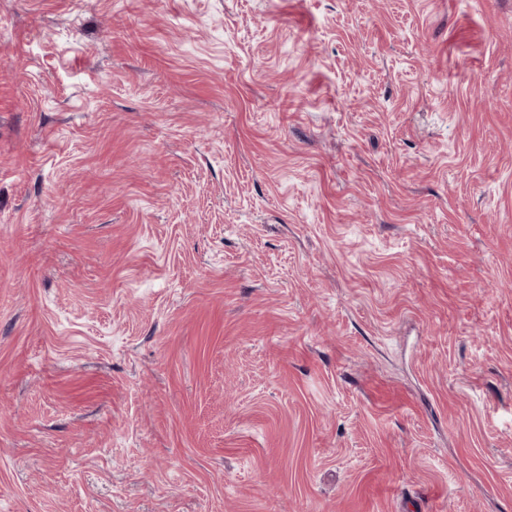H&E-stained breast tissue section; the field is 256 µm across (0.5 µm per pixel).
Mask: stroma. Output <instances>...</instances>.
I'll list each match as a JSON object with an SVG mask.
<instances>
[{"mask_svg":"<svg viewBox=\"0 0 512 512\" xmlns=\"http://www.w3.org/2000/svg\"><path fill=\"white\" fill-rule=\"evenodd\" d=\"M0 512H512V0H0Z\"/></svg>","mask_w":512,"mask_h":512,"instance_id":"stroma-1","label":"stroma"}]
</instances>
